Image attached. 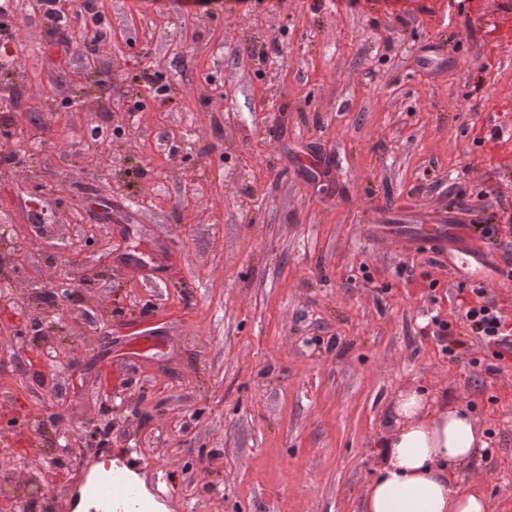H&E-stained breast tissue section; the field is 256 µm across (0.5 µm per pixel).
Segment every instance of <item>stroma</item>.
I'll list each match as a JSON object with an SVG mask.
<instances>
[{
	"instance_id": "1",
	"label": "stroma",
	"mask_w": 512,
	"mask_h": 512,
	"mask_svg": "<svg viewBox=\"0 0 512 512\" xmlns=\"http://www.w3.org/2000/svg\"><path fill=\"white\" fill-rule=\"evenodd\" d=\"M82 3L63 32L10 5L0 145L28 152L0 167V437L24 454L39 420L41 448L74 443L65 512L104 448L151 460L145 494L163 472L155 512H361L421 387L486 435L458 489L512 512V361L462 317L490 302L512 330V144L487 131L512 118V43L464 0ZM93 64L109 91L58 110ZM442 211L495 258L483 295L382 230ZM37 311L66 341L33 343Z\"/></svg>"
}]
</instances>
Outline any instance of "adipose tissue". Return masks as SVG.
<instances>
[{
    "mask_svg": "<svg viewBox=\"0 0 512 512\" xmlns=\"http://www.w3.org/2000/svg\"><path fill=\"white\" fill-rule=\"evenodd\" d=\"M395 413L399 425L378 444V475L363 512H492L479 486L454 484L484 444L477 420L458 406L432 407L413 389L401 394Z\"/></svg>",
    "mask_w": 512,
    "mask_h": 512,
    "instance_id": "ef3b65f1",
    "label": "adipose tissue"
}]
</instances>
